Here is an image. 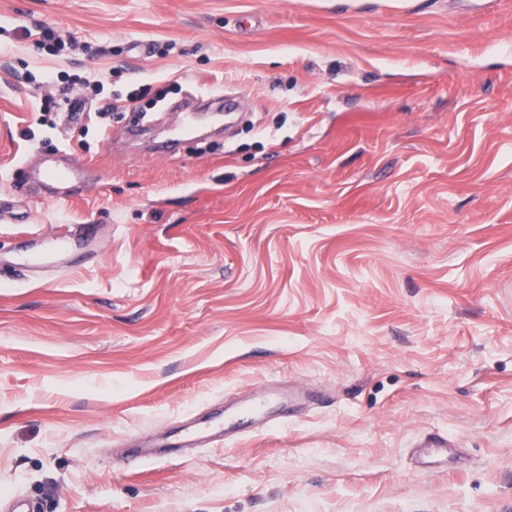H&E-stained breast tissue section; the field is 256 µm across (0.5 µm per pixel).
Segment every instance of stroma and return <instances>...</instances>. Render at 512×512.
Instances as JSON below:
<instances>
[{
	"instance_id": "1",
	"label": "stroma",
	"mask_w": 512,
	"mask_h": 512,
	"mask_svg": "<svg viewBox=\"0 0 512 512\" xmlns=\"http://www.w3.org/2000/svg\"><path fill=\"white\" fill-rule=\"evenodd\" d=\"M76 76L105 81L74 88L83 118L43 112ZM214 92L237 126L158 151L172 104ZM46 156L89 165L70 198L29 182ZM75 224L81 255L18 265ZM260 397L270 426L210 439ZM432 430L457 459L420 472ZM184 432L205 441L123 460ZM11 497L512 512V0H0ZM94 234L95 227L92 224H77L75 237L73 238L50 235L39 237L35 235L26 240L23 257L30 264H39L53 244L62 248H76L78 245L91 240Z\"/></svg>"
}]
</instances>
